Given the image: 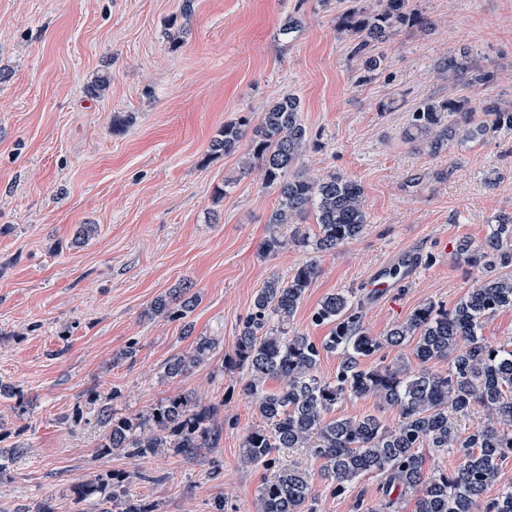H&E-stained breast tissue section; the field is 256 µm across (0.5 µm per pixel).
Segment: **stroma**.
Wrapping results in <instances>:
<instances>
[{"instance_id":"stroma-1","label":"stroma","mask_w":512,"mask_h":512,"mask_svg":"<svg viewBox=\"0 0 512 512\" xmlns=\"http://www.w3.org/2000/svg\"><path fill=\"white\" fill-rule=\"evenodd\" d=\"M184 1L0 0V380L19 393L0 397V447L26 450L0 460V512H74V486L109 471L133 473L131 493L158 512H211L219 494L233 512H260L270 473L242 454L260 417L241 391L245 370L228 360L257 290L306 255L262 254L278 192L243 152L212 156L224 124H257L274 100L298 95L305 170L364 188V234L320 258L291 324L316 341L329 329L311 314L339 291L361 299L376 336L423 303L451 307L478 272L436 244L481 243L512 215V133L437 154L403 138L422 100L476 95L437 70L463 46L494 72L488 94L512 108V0H412L422 24L374 44V70L338 22L379 0H188V16ZM291 15L301 24L282 36ZM86 224L94 234L76 242ZM406 248L421 260L415 277L370 296L371 270ZM183 283L199 297L188 319L147 317ZM198 336L217 339L211 359L166 377ZM113 388L120 414L178 393L219 404L220 444L100 455L94 418L71 430L60 417L88 390ZM280 462L311 474L317 512H353L354 494L333 495L307 449Z\"/></svg>"}]
</instances>
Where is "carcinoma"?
Masks as SVG:
<instances>
[{
  "instance_id": "obj_1",
  "label": "carcinoma",
  "mask_w": 512,
  "mask_h": 512,
  "mask_svg": "<svg viewBox=\"0 0 512 512\" xmlns=\"http://www.w3.org/2000/svg\"><path fill=\"white\" fill-rule=\"evenodd\" d=\"M422 22L411 0H383L380 9L367 13L346 10L340 25L355 40L356 54L368 53L400 25ZM467 48L448 55L438 71L473 87L493 84L494 73L469 64ZM300 98L286 95L262 113L250 140L247 164L258 163L263 184L278 190V205L268 218L271 232L261 246L265 255L276 254L291 243L310 254L288 279L269 278L254 297L251 311L237 337L233 366L247 370L241 391L251 398L262 425L244 439V458L267 468L276 464L282 448H309L322 461L323 477L332 493L351 491L365 475L381 478L377 504L359 494L354 512H395L399 497H415V512H512V487L487 502L482 493L498 482L501 464L512 456V349L484 342L482 323L502 309L512 308V216H502L487 238L475 245L462 240L457 255L483 267L488 275L450 308L428 302L384 335H372L364 324L362 305L352 294L332 293L314 309L311 321L329 326L319 343L289 329L299 304L318 273L317 254L336 250L364 232L367 213L364 189L350 178L328 175L308 178L299 171L310 144L307 126L300 119ZM502 130L512 131V108L490 95L473 103L450 98L427 99L412 112L405 132L408 142H422L432 153L452 143L474 142ZM245 130L240 123L224 125L211 144L212 155L231 154L240 147ZM313 215L315 236L298 224ZM182 284L156 297L148 317L184 319L193 311L197 295ZM413 346L416 367L407 364H372L386 346ZM218 341L195 337L189 353L170 358L164 374L177 377L213 355ZM340 357L332 380L318 376L321 354ZM448 361V371H435V361ZM277 382L273 389L267 380ZM120 391H92L98 403V451H117L129 458L155 456L167 450L192 454L214 448L222 430L214 424L216 407L203 406L186 396L166 397L149 410L118 416L111 402ZM371 397L377 409L397 412L394 425L375 413L354 418L334 417L336 405L347 398ZM486 421L461 431L450 416L464 418L475 409ZM454 450L461 464L449 473L429 465L430 454ZM132 475L106 472L90 475L74 488L76 512L95 498L100 512H155V505L130 493ZM261 512H316L311 477L297 468H279L260 487Z\"/></svg>"
}]
</instances>
